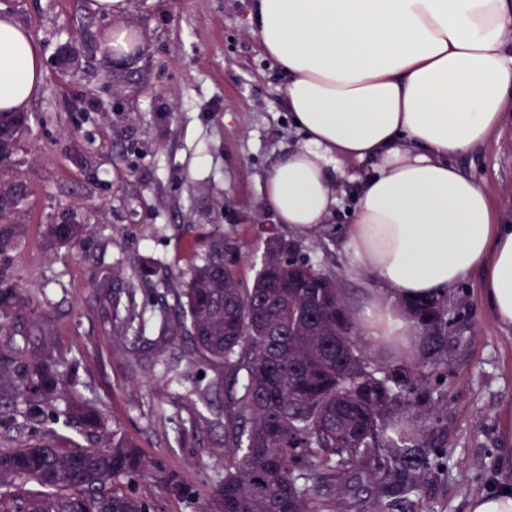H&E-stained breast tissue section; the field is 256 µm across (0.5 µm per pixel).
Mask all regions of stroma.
<instances>
[{
    "instance_id": "obj_1",
    "label": "stroma",
    "mask_w": 512,
    "mask_h": 512,
    "mask_svg": "<svg viewBox=\"0 0 512 512\" xmlns=\"http://www.w3.org/2000/svg\"><path fill=\"white\" fill-rule=\"evenodd\" d=\"M90 2L0 0V14L29 30L44 58L28 108V242L10 266L54 324L57 354L78 363L86 396L111 414L112 428L204 493L224 471V393L216 375L191 364L178 338L161 354L129 351L112 335L121 323L112 293L136 287L146 333L154 335L161 300L140 286L139 266L152 261L156 284L187 281L216 237L241 251L240 277L252 282L265 230L292 234L265 205L264 176L303 136L285 104L280 66L249 25V0H120L109 17L94 15ZM91 21L135 32L139 49L124 59L101 51L79 58L74 81L61 83L56 49ZM96 64L133 78L101 86L89 77ZM456 163L512 224V112L498 135ZM336 191V212L301 240L305 257L333 269L354 306L369 282L341 240L358 184L346 179ZM72 219L88 225L84 239L42 250V225ZM448 303L447 367L430 401L434 435L448 458L400 512H467L472 496L512 479L499 432L512 414V330L493 318L479 274ZM194 419L202 444H180V428Z\"/></svg>"
}]
</instances>
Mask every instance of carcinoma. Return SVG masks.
Returning a JSON list of instances; mask_svg holds the SVG:
<instances>
[{"mask_svg":"<svg viewBox=\"0 0 512 512\" xmlns=\"http://www.w3.org/2000/svg\"><path fill=\"white\" fill-rule=\"evenodd\" d=\"M31 130L27 112H0V260L23 248L30 186L23 176ZM86 225L48 224L41 246L82 240ZM301 245L269 230L252 284L235 269L237 251L216 238L180 288L169 285L152 344L164 351L185 336L195 360L224 378V475L197 512H393L416 493L443 451L430 438L426 387L440 370L447 302L414 303L429 371L402 356L386 362L361 337L334 270L300 255ZM136 291L112 295L124 309L113 333L136 349L144 341ZM43 346H17V335ZM54 327L35 297L0 271V433L25 436L0 449V512H157L124 486L150 480L170 498L200 495L180 473L108 430L97 402L76 390L50 348ZM62 401V416L84 443L61 447L31 422ZM363 476L378 496L355 500L346 484Z\"/></svg>","mask_w":512,"mask_h":512,"instance_id":"carcinoma-1","label":"carcinoma"}]
</instances>
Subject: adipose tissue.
Segmentation results:
<instances>
[{"mask_svg":"<svg viewBox=\"0 0 512 512\" xmlns=\"http://www.w3.org/2000/svg\"><path fill=\"white\" fill-rule=\"evenodd\" d=\"M249 23L304 135L265 178L276 221L318 231L339 180L365 167L343 241L373 281L356 312L364 340L415 356L412 303L476 271L512 329V224L455 163L512 108V0H250ZM42 79L37 42L0 15V112L26 111Z\"/></svg>","mask_w":512,"mask_h":512,"instance_id":"adipose-tissue-1","label":"adipose tissue"}]
</instances>
